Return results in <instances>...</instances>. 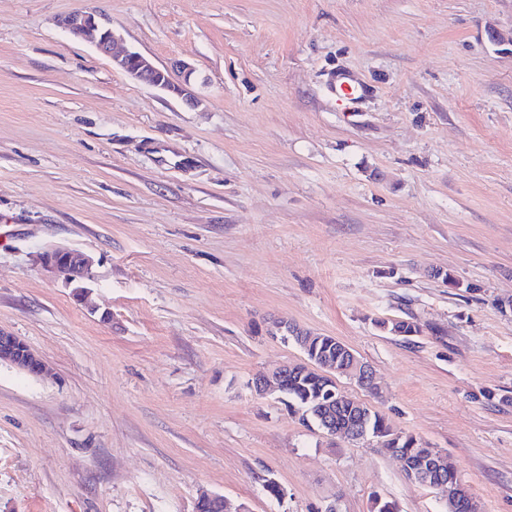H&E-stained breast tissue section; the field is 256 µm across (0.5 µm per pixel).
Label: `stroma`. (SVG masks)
<instances>
[{
    "label": "stroma",
    "instance_id": "obj_1",
    "mask_svg": "<svg viewBox=\"0 0 512 512\" xmlns=\"http://www.w3.org/2000/svg\"><path fill=\"white\" fill-rule=\"evenodd\" d=\"M95 14L200 107L59 25ZM512 0H0V512H441L248 382L349 346L394 428L512 512ZM363 86L344 99L337 82ZM95 260L89 304L40 253ZM413 319L418 335L381 331ZM275 478L274 500L263 488ZM2 362L33 377L44 376L48 372L44 360L23 339L6 331H0V363Z\"/></svg>",
    "mask_w": 512,
    "mask_h": 512
}]
</instances>
